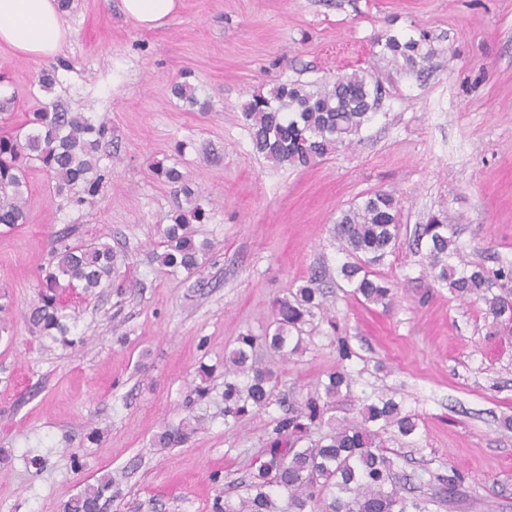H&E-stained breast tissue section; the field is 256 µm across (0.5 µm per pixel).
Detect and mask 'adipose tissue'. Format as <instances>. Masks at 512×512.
Instances as JSON below:
<instances>
[{
	"label": "adipose tissue",
	"instance_id": "obj_1",
	"mask_svg": "<svg viewBox=\"0 0 512 512\" xmlns=\"http://www.w3.org/2000/svg\"><path fill=\"white\" fill-rule=\"evenodd\" d=\"M179 0H122L125 15L145 29L160 27ZM68 36L60 0H0V43L25 58L54 55Z\"/></svg>",
	"mask_w": 512,
	"mask_h": 512
}]
</instances>
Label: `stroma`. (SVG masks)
<instances>
[{
	"instance_id": "35a3bbf8",
	"label": "stroma",
	"mask_w": 512,
	"mask_h": 512,
	"mask_svg": "<svg viewBox=\"0 0 512 512\" xmlns=\"http://www.w3.org/2000/svg\"><path fill=\"white\" fill-rule=\"evenodd\" d=\"M162 27L125 17L121 0H70L58 52L27 59L0 44L5 131L58 101L107 121L112 179L94 206L58 208L46 175L27 171L26 224L0 233V512H61L85 481L108 474L104 512H211L217 495L247 496L277 418L345 365L351 388L337 419L354 421L381 395L415 415L414 439L382 431L401 494L427 512H512V333L481 301L426 277L420 224L455 218L465 261L512 262V0H180ZM427 32L438 54L421 77L376 57L386 34ZM54 71L52 91L38 74ZM367 70L380 106L348 148L308 167L255 152L241 105L282 83L320 84ZM187 82L188 102L171 91ZM178 169L213 245L202 277L171 275L153 259L179 198L154 162ZM403 199L398 246L380 273L391 310L340 288L347 256L331 228L376 190ZM101 239L124 258L122 293L65 292L77 343L28 331L48 241ZM324 276L327 319L303 354L278 365V404L224 419V354L263 335L276 298ZM353 355L340 361L338 339ZM213 367L197 399L201 366ZM189 415L202 426L181 444L155 435ZM463 480L454 503L440 491Z\"/></svg>"
}]
</instances>
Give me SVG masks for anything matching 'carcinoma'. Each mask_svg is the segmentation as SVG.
<instances>
[{"label": "carcinoma", "mask_w": 512, "mask_h": 512, "mask_svg": "<svg viewBox=\"0 0 512 512\" xmlns=\"http://www.w3.org/2000/svg\"><path fill=\"white\" fill-rule=\"evenodd\" d=\"M381 59L405 75L419 76L431 67L436 49L425 32L402 39L386 34L377 40ZM381 85L367 72H341L311 91L298 82L280 84L269 92H255L242 105V116L252 131L255 151L276 165L307 167L352 143L375 115ZM110 128L81 112L60 104L29 113L25 126L0 136V226L9 230L25 223L26 171L38 165L52 183L58 208L92 205L109 180L101 164L102 143ZM153 174L172 185L174 192L191 197L182 174L161 164ZM401 202L390 190H378L352 204L336 219L333 230L349 260L339 267L340 279L352 294L388 309L393 285L376 268L395 250ZM204 211L195 206L178 210L173 223L161 233L163 252L158 263L172 272L200 274L210 257V245L192 238L190 221H201ZM452 216L442 213L420 225L417 242H425L429 276L460 298L482 300L487 314L501 324L512 323V264L488 270L463 262ZM117 254L105 243L71 245L61 237L52 241L48 268L38 284V299L23 314L32 333L67 339L70 314L60 303L69 289L96 295L115 287ZM323 288L314 274L304 284L276 301L273 331L263 336L245 334L224 357V419L234 421L269 408L276 398L274 371L254 361L259 349L286 357L297 353L303 327L323 311ZM349 386V374L338 368L327 374L322 392L285 411L273 429L269 459L252 476L251 493L234 505L228 497L216 498L212 512H426L418 499L408 500L397 490L393 462L377 444L378 432L394 427L403 437L419 429L413 415L403 412L392 398L362 404L361 422L338 425L313 448L297 443L321 425L329 406ZM200 420L186 417L167 425L155 437L160 448L174 447L199 429ZM112 479L86 484L63 505V512H102ZM287 496L280 508L273 493Z\"/></svg>", "instance_id": "carcinoma-1"}]
</instances>
